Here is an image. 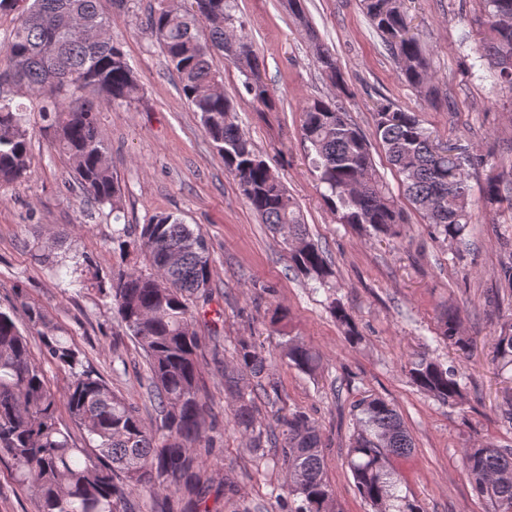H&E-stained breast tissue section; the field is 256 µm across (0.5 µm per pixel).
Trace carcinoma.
<instances>
[{
	"mask_svg": "<svg viewBox=\"0 0 512 512\" xmlns=\"http://www.w3.org/2000/svg\"><path fill=\"white\" fill-rule=\"evenodd\" d=\"M8 46L0 51V87L19 82L37 93L45 129L72 163L83 194L110 206L117 227L112 252L118 265L100 273L92 259L75 262L79 282L110 298L125 333L142 349L147 389L156 424L147 426L139 408L95 371L85 353L63 328L51 323L42 307L22 303L38 351L16 320V307H0V462L36 500L38 512H132L136 491L153 496L174 492L183 512L204 509L211 491L202 458L190 451L213 428L200 384L202 343L196 329L198 302L211 294L212 266L206 237L172 215H156L146 224H121L120 189L107 150L98 135L88 88L108 102L132 103L142 86L120 45L107 35L98 0H26ZM386 50L399 64L405 83L432 95L431 61L420 38L397 39L407 24L403 0H360ZM476 22L484 36L475 48L479 68L512 95V0H480ZM234 0H190L184 8H161L149 28L164 49L192 111L224 159V169L238 181L250 208L274 230L288 229L286 243L296 269L326 286L335 276L331 262L308 235L304 217L268 162L231 119L234 105L224 95L214 64L231 39L246 50L224 56L242 76L253 102L267 109L273 101L261 75L263 61L244 26H235ZM316 63L336 87V96L314 98L302 111L301 142L311 159L323 199L336 222L396 236L408 223L403 208L376 174L372 143L385 150L401 178L404 193L435 237L460 242L471 223V200L465 166H485L481 158L449 154L431 140L419 116L385 99L373 111V138L349 119L341 96L344 77L327 48H317ZM31 132L26 107L0 94V185L28 177ZM512 183L486 178L483 205L507 204ZM330 310L348 338L359 332L344 307ZM439 336L470 350L450 312ZM288 364L312 373L318 357L303 343L284 341ZM497 357L512 363V331L500 336ZM64 374V390L54 388L45 366ZM267 359L257 345L241 342L234 363L224 368V391L234 400L235 427L261 447L265 432L257 421L258 400L278 394L276 383L262 378ZM414 385L437 401L454 405L463 396L461 377L423 354L409 362ZM357 431L346 463L360 496L373 512H423L401 495V478L393 457L410 455L413 439L401 415L386 400L366 395L353 405ZM280 459L288 473L282 512H329L335 491L327 480L322 441L315 422L303 412L279 418ZM463 470L493 512H512V449L491 443L466 448Z\"/></svg>",
	"mask_w": 512,
	"mask_h": 512,
	"instance_id": "1",
	"label": "carcinoma"
}]
</instances>
